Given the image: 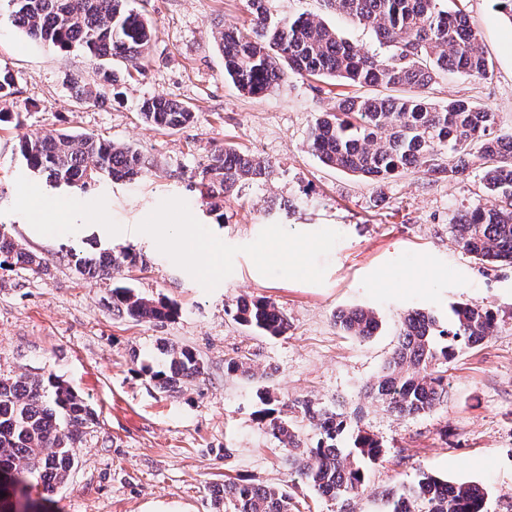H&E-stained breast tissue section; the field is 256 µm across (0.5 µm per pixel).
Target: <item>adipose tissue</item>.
<instances>
[{
    "mask_svg": "<svg viewBox=\"0 0 512 512\" xmlns=\"http://www.w3.org/2000/svg\"><path fill=\"white\" fill-rule=\"evenodd\" d=\"M136 235L141 239L177 250L178 254L186 257L188 264L194 265L200 274H212L223 266L222 243L215 239H204L194 225L147 224L137 227ZM313 247L311 240L289 237L284 226H272L255 253L253 270L259 275L276 269L285 276L307 277L310 269L305 256Z\"/></svg>",
    "mask_w": 512,
    "mask_h": 512,
    "instance_id": "ef3b65f1",
    "label": "adipose tissue"
}]
</instances>
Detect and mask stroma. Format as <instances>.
I'll use <instances>...</instances> for the list:
<instances>
[{
    "label": "stroma",
    "instance_id": "stroma-1",
    "mask_svg": "<svg viewBox=\"0 0 512 512\" xmlns=\"http://www.w3.org/2000/svg\"><path fill=\"white\" fill-rule=\"evenodd\" d=\"M266 6L271 17L308 13L362 50L382 49L372 30L327 12L322 0ZM464 9L492 72L485 80L446 75L431 95L490 107L498 127L512 132V25L491 0H465ZM148 14L156 29L148 66L87 107L76 102L70 81H96L98 60L30 40L0 0V69L13 74L18 89L0 100V111L20 119L0 125V224L52 264L42 278L0 269V377L59 378L98 415L50 512H218L212 490L227 480L289 489L299 512H333V502L293 483L285 451L257 420V394L265 388L284 401L305 397L357 414L359 426L382 443L386 453L369 470L354 512H387L384 491L424 473L480 485L488 492L486 512H512V267L475 260L450 231L463 208L486 201L483 160L470 156L464 174L449 181L409 169L374 183L326 167L308 147L316 118L337 100L383 96L386 88L289 72L250 96L225 79L212 37L220 23L249 22L247 0H149ZM157 95L189 104L194 121L175 132L142 123L141 102ZM61 132L131 145L155 166L132 182L54 186L26 167L17 141L25 133ZM227 146L271 161L273 173L243 185L216 214L194 182ZM33 187L72 202L64 221L75 232L30 234L16 202ZM89 209L101 213L107 231L85 224ZM161 221L220 237L222 271L195 275L131 234L136 225ZM271 224L318 241L307 256L311 278H255L254 250ZM103 248L131 249L142 262L111 281L81 276L68 262V253ZM116 284L175 304L179 313L161 323L118 319ZM245 294L276 302L288 316L287 334L269 337L237 324L233 306ZM465 302L491 308L499 326L449 363L446 402L415 417L373 400L369 387L397 343L403 314L419 310L444 326L451 307ZM356 307L378 315L375 336L362 340L337 326V315ZM166 345L193 350L207 367L178 393L159 391L141 371L164 363ZM238 354L248 355L250 372L227 374L225 360Z\"/></svg>",
    "mask_w": 512,
    "mask_h": 512
}]
</instances>
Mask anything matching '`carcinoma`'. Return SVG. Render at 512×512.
<instances>
[{"label":"carcinoma","instance_id":"cac0c4a2","mask_svg":"<svg viewBox=\"0 0 512 512\" xmlns=\"http://www.w3.org/2000/svg\"><path fill=\"white\" fill-rule=\"evenodd\" d=\"M325 8L372 29L388 53L362 52L339 37L322 19L307 14L271 19L266 0H248L247 27L220 26L214 39L224 54V73L242 92L259 96L284 76L282 65L300 76L343 80L353 86H382L399 91L383 98L350 97L312 126L308 145L326 166L382 182L408 169L435 180H451L466 169L477 152L489 165L483 187L490 204L463 210L451 225L455 241L481 262L512 266V133L497 130L495 112L460 98L437 103L431 85L453 71L485 79L490 62L478 48V30L459 7L463 0H323ZM14 25L31 40L59 51L79 48L106 61L101 84L91 88L73 81L77 100L96 105L105 97L102 83L115 84L116 61L126 71L147 60L154 28L146 0H8ZM144 121L176 130L190 122L189 107L164 97L140 106ZM26 166L55 185L84 188L105 180L132 181L151 171L153 160L138 150L89 135L23 134L17 143ZM448 155V163L442 156ZM270 162L252 152L227 147L198 173L201 199L220 209L224 196L238 185L269 177ZM75 270L90 278L110 279L125 265L138 262L127 250L71 255ZM16 265L37 276L50 274L49 260L19 244L0 224V265ZM112 311L135 322L170 319L173 303L139 297L126 288L112 289ZM235 320L243 327L277 337L288 333V316L263 297L236 300ZM340 327L361 339L378 330L380 321L368 309L338 315ZM497 317L479 303L452 307L448 327L435 317L410 312L401 320L398 341L373 383L369 395L408 416L431 411L448 397V363L458 351L493 335ZM165 365L148 368L156 387L176 392L205 374V362L193 351L163 349ZM258 420L288 451L294 481L311 486L327 499L350 506L365 489L366 473L385 448L352 418L309 398L282 402L265 390L258 395ZM297 414L319 431L314 446L303 443L288 414ZM96 423V412L71 387L53 378L22 375L0 379V512H14L11 492L30 482L52 502L55 489L68 479L77 461L84 429ZM224 512H294L285 489L224 483L219 499ZM486 493L477 485L451 483L431 474L387 493L388 512H484Z\"/></svg>","mask_w":512,"mask_h":512}]
</instances>
